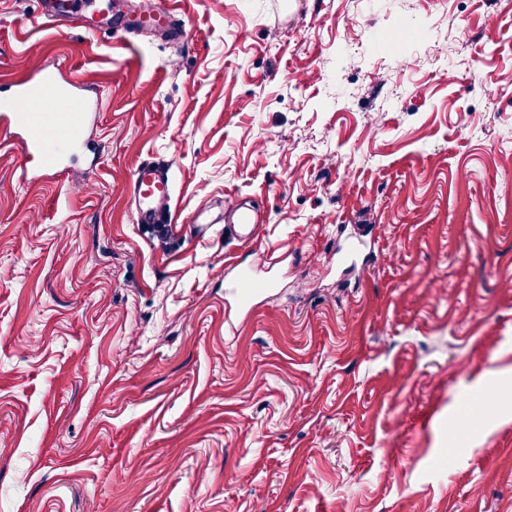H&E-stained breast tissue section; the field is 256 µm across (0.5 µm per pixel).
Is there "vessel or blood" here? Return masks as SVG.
<instances>
[{
    "instance_id": "b4317fda",
    "label": "vessel or blood",
    "mask_w": 512,
    "mask_h": 512,
    "mask_svg": "<svg viewBox=\"0 0 512 512\" xmlns=\"http://www.w3.org/2000/svg\"><path fill=\"white\" fill-rule=\"evenodd\" d=\"M8 87L13 97L0 98V130L19 137L25 174L34 177L63 174L67 159L81 141L82 122L90 107L89 95L79 92L76 85L57 72L44 68L14 77ZM64 114L74 117L68 129L52 141L40 137V130L53 128ZM127 193L137 223H172L175 189L169 166L158 161L141 163L133 173ZM278 264V258L269 256L261 267L238 266L233 275L225 278V294L238 311L251 310L258 287H271V277Z\"/></svg>"
}]
</instances>
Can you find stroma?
I'll return each instance as SVG.
<instances>
[{
	"label": "stroma",
	"mask_w": 512,
	"mask_h": 512,
	"mask_svg": "<svg viewBox=\"0 0 512 512\" xmlns=\"http://www.w3.org/2000/svg\"><path fill=\"white\" fill-rule=\"evenodd\" d=\"M173 1L184 41L115 27ZM276 4L88 0L91 34L0 0V79L100 99L77 174L0 149V512H512V0ZM151 158L162 229L126 195ZM127 193L134 207L136 223L175 224L171 201L175 189L171 168L160 161H145L137 166ZM281 262L277 257L266 256L264 262L260 263L264 270L251 266H236L233 268V275H226L225 295L232 300L238 312L248 313L252 309V302L256 293L260 291L257 289L259 283L264 288L272 286L270 278Z\"/></svg>",
	"instance_id": "obj_1"
}]
</instances>
